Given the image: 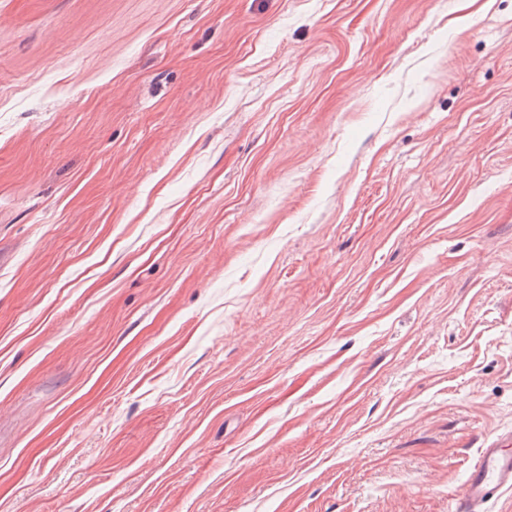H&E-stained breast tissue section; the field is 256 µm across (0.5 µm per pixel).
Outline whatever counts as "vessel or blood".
I'll use <instances>...</instances> for the list:
<instances>
[{"label": "vessel or blood", "instance_id": "obj_1", "mask_svg": "<svg viewBox=\"0 0 512 512\" xmlns=\"http://www.w3.org/2000/svg\"><path fill=\"white\" fill-rule=\"evenodd\" d=\"M512 490V433L484 440L481 459L467 478L460 497L461 512H474L476 505Z\"/></svg>", "mask_w": 512, "mask_h": 512}]
</instances>
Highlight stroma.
<instances>
[{
    "instance_id": "35a3bbf8",
    "label": "stroma",
    "mask_w": 512,
    "mask_h": 512,
    "mask_svg": "<svg viewBox=\"0 0 512 512\" xmlns=\"http://www.w3.org/2000/svg\"><path fill=\"white\" fill-rule=\"evenodd\" d=\"M512 431V0H0V512H453Z\"/></svg>"
}]
</instances>
